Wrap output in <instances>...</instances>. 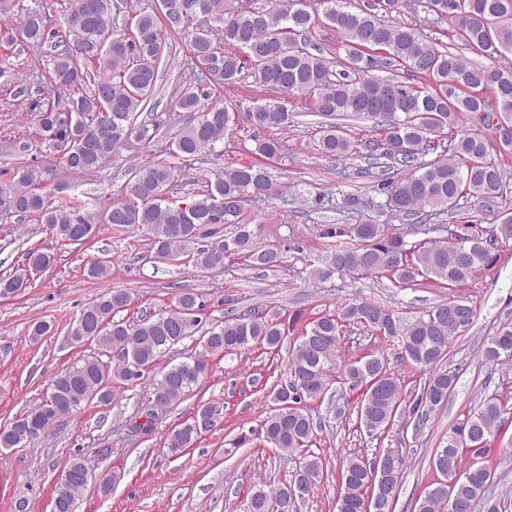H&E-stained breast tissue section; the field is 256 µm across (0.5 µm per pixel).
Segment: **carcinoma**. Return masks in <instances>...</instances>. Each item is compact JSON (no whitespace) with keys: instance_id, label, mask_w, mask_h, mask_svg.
Wrapping results in <instances>:
<instances>
[{"instance_id":"cac0c4a2","label":"carcinoma","mask_w":512,"mask_h":512,"mask_svg":"<svg viewBox=\"0 0 512 512\" xmlns=\"http://www.w3.org/2000/svg\"><path fill=\"white\" fill-rule=\"evenodd\" d=\"M164 0L139 11L117 27L112 0H60L65 25L57 28L40 0H0V44L17 41L33 49L48 48L49 67L38 78L56 96L30 102L36 134L62 153L69 173L99 176L112 154L136 137L158 149L152 158L128 168L118 196L94 205L80 196L53 199L41 169L23 166L18 178L0 186V217L27 218L49 226L62 245H82L103 225L116 230L145 226L152 234L160 261L206 271L218 260L240 259L253 268H274L283 256L276 246L257 242L260 225L248 218L247 206L277 191L265 160L281 150L278 139L257 143V159L224 170L212 185L191 197H166V189L184 180L182 163L216 151L224 142L232 116L213 99L210 87L236 84L250 66L264 97L247 108L252 126L279 128L288 122V102L302 100L327 123L319 147L328 157L357 153V146L339 133L332 120L361 116L386 125V143L379 158L394 175L376 184L385 196L381 207L412 217L443 215L460 200L475 198L495 208L490 188L504 187L496 155L512 156V144H497L492 127L471 130L464 119L489 112L512 123V62L485 66L468 60L471 50L495 61L512 55V0H426L425 8L448 21L449 44L417 28L387 17L336 6L337 0H287L265 9L235 5V0H182L168 11ZM341 38L345 58L333 63L301 42L320 18ZM188 41L190 71L178 98L193 122L169 136L160 122H140L159 77L170 42ZM377 69L407 71L428 82L412 84L371 75ZM434 153L426 162L423 157ZM347 236L350 241L343 242ZM321 262L315 276L380 277L398 288L432 280L448 289L464 288L475 273L493 269L499 260L496 244L512 239V215L503 216L490 237L466 235L423 239L414 243L389 231L387 224H323ZM57 259L53 247L32 248L14 273L0 277V298L17 296L34 277ZM112 259H94L84 267L90 279L110 275ZM130 298L110 290L88 302L67 332L66 342L94 343L98 353L77 360L51 381L43 401L0 429V447L28 443L85 403L109 404L112 385L132 386L157 360L200 328L204 303L184 292L176 304L138 322L117 320ZM475 310L464 298L440 303L410 321L366 298L345 303L301 323L297 313L288 323L279 314L226 316L205 332L204 352L161 371L154 381L146 420L129 423L149 435L156 420L197 386L209 369L208 357L232 355L262 347L277 351L286 327L302 325L289 359V384L273 391L276 408L261 425L272 447L303 455L291 477L307 489L321 476L319 458L309 457L316 424L309 402L322 401L338 383L359 392L358 423L374 436L389 427L399 410L425 423L448 402L458 372L447 366L450 344L472 325ZM359 325L375 337L397 341L401 362L425 375L421 391L410 401L389 367L384 353L371 350L343 357L345 328ZM492 366L512 363V324L504 323L479 351ZM223 417V406L201 405L193 419L173 428L165 439L171 455L194 445ZM512 424V404L496 394L483 398L439 443L432 458L434 480L415 504V512H507L508 503L495 495V470L486 460L487 437ZM407 456L396 450L388 466L376 459L349 456L339 474L337 512H364L367 495L397 492L407 469ZM84 488L79 483L55 486V512H76ZM287 484L261 483L250 499V512H282Z\"/></svg>"}]
</instances>
